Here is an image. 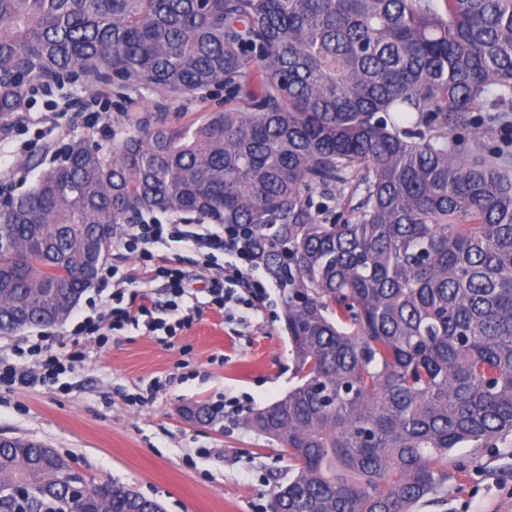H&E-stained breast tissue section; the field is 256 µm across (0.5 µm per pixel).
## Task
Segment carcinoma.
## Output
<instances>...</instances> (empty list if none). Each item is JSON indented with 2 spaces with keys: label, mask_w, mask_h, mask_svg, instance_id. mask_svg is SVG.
<instances>
[{
  "label": "carcinoma",
  "mask_w": 512,
  "mask_h": 512,
  "mask_svg": "<svg viewBox=\"0 0 512 512\" xmlns=\"http://www.w3.org/2000/svg\"><path fill=\"white\" fill-rule=\"evenodd\" d=\"M114 75L226 104L74 140L1 204V327L66 319L119 225L195 214L279 292L295 384L247 419L288 458L271 512H414L512 434V168L456 136L512 106V0H0L1 123ZM75 477L0 441V512H163Z\"/></svg>",
  "instance_id": "1"
}]
</instances>
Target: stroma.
<instances>
[{"instance_id":"obj_1","label":"stroma","mask_w":512,"mask_h":512,"mask_svg":"<svg viewBox=\"0 0 512 512\" xmlns=\"http://www.w3.org/2000/svg\"><path fill=\"white\" fill-rule=\"evenodd\" d=\"M224 99L217 87L200 97H164L117 80L31 97L18 122L0 131V187L14 195L27 190L38 176L28 161L50 166L72 140L108 148L145 124H197L223 109ZM106 263L128 276L123 307L145 304L154 317L169 318L163 280L151 278L136 255L114 244ZM170 263L191 279L192 295L183 302L191 326L171 342L142 322L102 341L75 335L83 317H105L111 306L109 295L89 288L64 322L31 333L51 350L78 346L84 361L45 384L1 381L0 437L43 442L86 479L133 485L165 512H266L273 485L288 478V461L247 417L293 384L278 290L268 287L253 309L238 315L210 303V288L224 278L223 261L207 268L193 248L156 247L151 264ZM154 378L164 382L156 399L131 405ZM190 405L223 408L224 420L211 425L191 418ZM442 496L446 506L419 512H512V435L479 453L465 445L453 449Z\"/></svg>"}]
</instances>
